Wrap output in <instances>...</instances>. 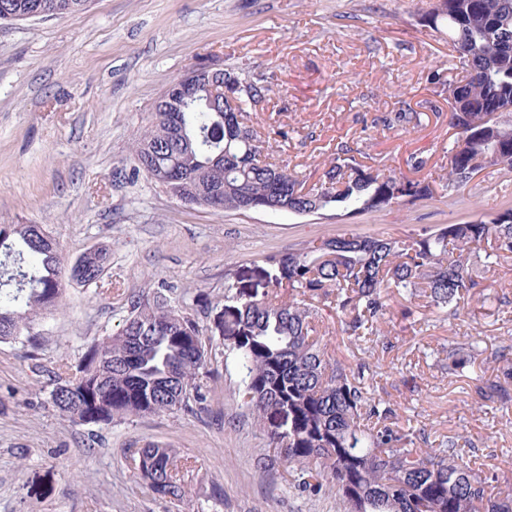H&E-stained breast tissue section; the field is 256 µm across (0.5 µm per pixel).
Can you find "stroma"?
Returning <instances> with one entry per match:
<instances>
[{"label": "stroma", "mask_w": 512, "mask_h": 512, "mask_svg": "<svg viewBox=\"0 0 512 512\" xmlns=\"http://www.w3.org/2000/svg\"><path fill=\"white\" fill-rule=\"evenodd\" d=\"M430 0H91L64 18L0 23V224H41L66 261L106 244L102 285L71 286L63 311L41 318L38 355L0 343V512H340L328 490L299 487L270 452L240 394L234 359L200 375L203 409L75 426L49 400L48 373L77 361L93 339L117 334L130 304L162 288L210 325L226 274L256 280L266 256L336 236L404 237L512 207V170L480 172L448 203V86L460 74L447 31L419 24ZM214 58L271 83L260 132L306 185L340 149L433 181L432 197L380 212L337 216L189 207L138 172L130 146L167 83ZM489 297H466L458 315L403 318L395 298L377 342L348 338L336 316L320 325L344 366L376 370V396L429 447L457 439L464 459L512 492V409L479 404L468 379L435 367L451 340L474 339L476 370L512 364V261L480 263ZM149 443L188 461L183 501L140 486L138 450ZM222 488V498L211 495Z\"/></svg>", "instance_id": "stroma-1"}]
</instances>
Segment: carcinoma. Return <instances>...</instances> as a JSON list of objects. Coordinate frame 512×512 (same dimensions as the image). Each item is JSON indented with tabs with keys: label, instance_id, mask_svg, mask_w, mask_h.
<instances>
[{
	"label": "carcinoma",
	"instance_id": "obj_1",
	"mask_svg": "<svg viewBox=\"0 0 512 512\" xmlns=\"http://www.w3.org/2000/svg\"><path fill=\"white\" fill-rule=\"evenodd\" d=\"M89 0H0V20L23 21L42 5L62 17ZM433 31L445 26L464 79L448 87V191L487 168L512 169V0H434L421 15ZM161 100L132 142L138 168L171 194L224 197V209L386 210L434 193L431 182L351 159L331 162L325 181L305 187L288 165L269 162L268 140L251 124V97L241 112H216L204 100L181 122ZM512 259V208L486 212L406 238L336 237L266 257L258 287L224 289V311L211 333L242 368L241 388L254 423L277 456L298 472L300 485L336 491L343 512H512V495L495 494L480 469L463 460L457 443L424 448L426 437L401 425L397 409L370 391L366 364L348 370L318 336L321 311L336 313L356 341L379 335L391 293L415 300L407 314L457 313L465 295H483L472 253ZM110 248L65 265L56 243L32 224H0V342L39 349L34 325L63 309L68 285L102 282ZM206 328L171 305L162 292L133 300L122 330L92 341L77 364L54 372L50 400L74 425H110L116 418L191 409L205 400L198 384L213 361ZM439 369L466 375L480 355L473 340L450 341ZM481 403L512 407V367L472 377ZM283 419L280 432L268 423ZM139 465L145 488L180 499L182 461L149 443Z\"/></svg>",
	"mask_w": 512,
	"mask_h": 512
}]
</instances>
